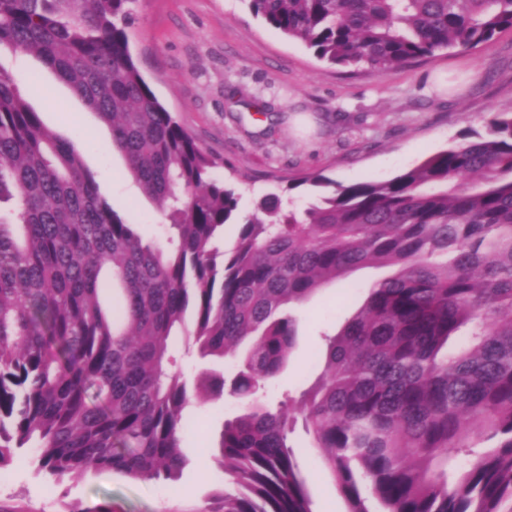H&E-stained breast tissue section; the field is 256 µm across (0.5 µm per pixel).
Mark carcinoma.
<instances>
[{
	"label": "carcinoma",
	"mask_w": 512,
	"mask_h": 512,
	"mask_svg": "<svg viewBox=\"0 0 512 512\" xmlns=\"http://www.w3.org/2000/svg\"><path fill=\"white\" fill-rule=\"evenodd\" d=\"M321 61L385 74L512 30V0H247ZM135 0H0V50L52 70L112 133L173 248L145 244L98 192L80 150L0 68V467L36 442L61 479L174 478L191 405L168 354L236 362L197 394L245 401L216 462L233 486L206 512H312L289 434L312 437L346 512H502L512 502V112L383 182L306 208L274 193L239 213L236 187L158 99L130 49ZM237 226L231 249L213 242ZM396 271L326 339L321 376L272 408L295 345L282 314L363 266ZM119 286L101 304L105 278ZM468 457L448 478L451 453Z\"/></svg>",
	"instance_id": "obj_1"
}]
</instances>
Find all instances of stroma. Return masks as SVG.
<instances>
[{"mask_svg":"<svg viewBox=\"0 0 512 512\" xmlns=\"http://www.w3.org/2000/svg\"><path fill=\"white\" fill-rule=\"evenodd\" d=\"M135 14L131 49L146 81L216 161V174L239 188L245 214L267 192L307 206L318 191L302 179L313 174L344 184L391 179L464 134L484 132L491 113L512 112V32L379 75L318 60L303 42L254 17L246 0H137ZM0 67L45 125L85 141L83 163L113 208L137 225L144 241L166 245L155 205L122 156L105 147L109 128L35 57L5 50ZM35 70L40 91L28 80ZM253 101L284 113L278 132L267 134L266 118L249 107ZM390 273L358 269L296 309V345L268 384L270 405L299 397L316 381L325 363L324 335L340 331L373 282ZM241 410L228 394L201 405L200 424L181 441L185 465L173 482L112 472L59 480L38 470L33 448L19 449L18 461L0 468V512H95L106 497L124 512H203L224 486L211 446L225 420ZM291 440L299 446L313 512H345L310 436L299 427Z\"/></svg>","mask_w":512,"mask_h":512,"instance_id":"stroma-1","label":"stroma"}]
</instances>
